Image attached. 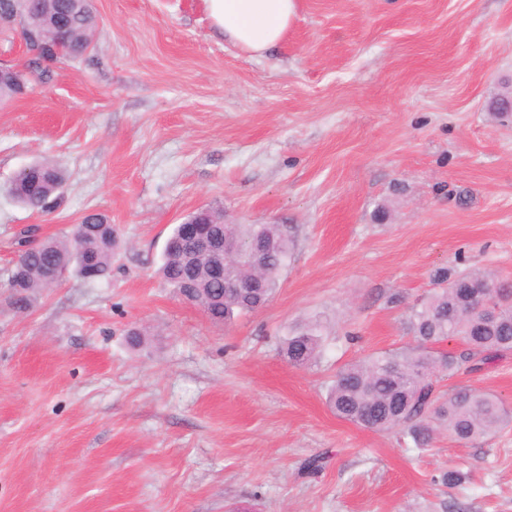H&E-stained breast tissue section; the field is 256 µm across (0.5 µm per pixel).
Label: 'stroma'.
I'll use <instances>...</instances> for the list:
<instances>
[{
    "instance_id": "1",
    "label": "stroma",
    "mask_w": 512,
    "mask_h": 512,
    "mask_svg": "<svg viewBox=\"0 0 512 512\" xmlns=\"http://www.w3.org/2000/svg\"><path fill=\"white\" fill-rule=\"evenodd\" d=\"M93 4V49L0 103V512H512V426L418 450L326 400L345 365L411 344L438 269L512 280V118L487 108L512 90V0H300L260 58L203 0ZM35 160L66 175L48 215L8 194ZM202 208L293 241L270 301L226 325L157 273ZM89 213L121 240L110 277L14 309L21 232ZM314 319L322 357L289 365ZM458 386L512 407V353L439 382ZM325 326L319 320L310 322L283 341L282 355L293 366H307L318 360L324 350Z\"/></svg>"
}]
</instances>
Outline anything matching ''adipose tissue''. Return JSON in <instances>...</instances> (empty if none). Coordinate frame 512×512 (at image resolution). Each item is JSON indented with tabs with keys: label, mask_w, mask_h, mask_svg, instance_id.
I'll return each mask as SVG.
<instances>
[{
	"label": "adipose tissue",
	"mask_w": 512,
	"mask_h": 512,
	"mask_svg": "<svg viewBox=\"0 0 512 512\" xmlns=\"http://www.w3.org/2000/svg\"><path fill=\"white\" fill-rule=\"evenodd\" d=\"M213 27L241 49L260 55L281 43L299 0H204Z\"/></svg>",
	"instance_id": "ef3b65f1"
}]
</instances>
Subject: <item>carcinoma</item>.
Wrapping results in <instances>:
<instances>
[{
    "label": "carcinoma",
    "instance_id": "carcinoma-1",
    "mask_svg": "<svg viewBox=\"0 0 512 512\" xmlns=\"http://www.w3.org/2000/svg\"><path fill=\"white\" fill-rule=\"evenodd\" d=\"M35 18L62 20L71 39L62 43V58L83 57L93 44L97 20L92 0H23ZM66 184L63 170L45 161L31 164L28 173L14 179L11 194L25 209L47 214L57 208ZM228 235L242 247L263 240L267 224H231ZM33 229L22 233L21 249L7 284L10 304L17 309L30 306L31 298L46 288L44 275L51 267L64 266L86 282L107 277L118 247L112 223L101 213L84 215L62 237H48L39 246L30 245ZM276 254L263 270L265 287L235 293L224 287V278L211 274L210 260L190 256L179 247L163 253L159 273L178 294L190 279L192 301L214 323L254 312L267 304L279 286L282 269L291 257V241L281 229ZM494 280L481 270L440 269L435 288L411 308L406 329L413 344L393 351L372 354L342 368L328 390V404L337 417L375 432L398 429L415 447L428 446L438 431L464 444H474L493 432L512 425V412L496 395L477 388L459 387L443 396L437 392L438 378L452 376L463 368L482 369L499 355L512 351V284H498L499 294L488 295L495 311L484 318L469 300L468 289ZM325 326L310 322L283 341L282 355L293 366H307L324 350ZM459 340L464 350L455 354L438 345Z\"/></svg>",
    "mask_w": 512,
    "mask_h": 512
}]
</instances>
